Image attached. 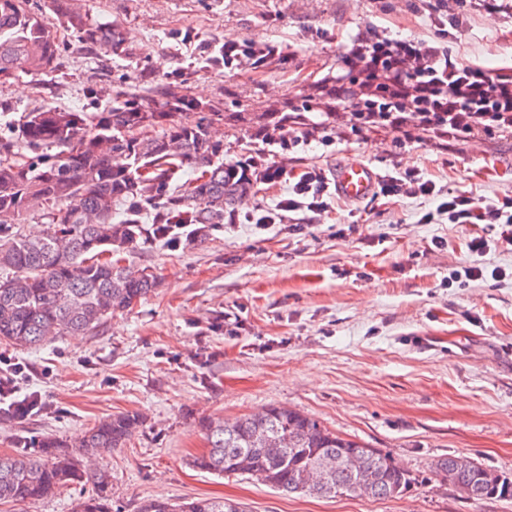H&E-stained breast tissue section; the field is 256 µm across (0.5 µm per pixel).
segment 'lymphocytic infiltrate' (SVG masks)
I'll return each mask as SVG.
<instances>
[{"mask_svg": "<svg viewBox=\"0 0 512 512\" xmlns=\"http://www.w3.org/2000/svg\"><path fill=\"white\" fill-rule=\"evenodd\" d=\"M427 9L438 28L434 38L391 37L374 30L357 34L342 50L343 67L333 77L324 102L304 96L301 111L335 112L349 106L355 127L390 129L402 145L417 142L423 132L440 145L512 133V67L488 70L460 62L446 44V18L439 0H432ZM383 189L390 196H440L435 212L424 214L425 222L441 216L452 224H500L505 241L512 245L511 195L482 207L463 193L438 194L433 180L413 171L387 178ZM328 190L323 172L302 171L278 210L260 222L275 223L283 211L321 213Z\"/></svg>", "mask_w": 512, "mask_h": 512, "instance_id": "f902f5d3", "label": "lymphocytic infiltrate"}]
</instances>
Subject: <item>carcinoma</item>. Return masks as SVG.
I'll return each instance as SVG.
<instances>
[{"mask_svg":"<svg viewBox=\"0 0 512 512\" xmlns=\"http://www.w3.org/2000/svg\"><path fill=\"white\" fill-rule=\"evenodd\" d=\"M29 0H0V73L48 74L60 48L54 22L80 41L115 57L129 55L123 30L99 23L50 0L52 15L35 13ZM264 50L235 62L264 68L283 58ZM204 68L224 67V46L204 48ZM234 129L257 124L265 142L288 129V108L253 117L226 112L221 100L201 101L183 80L152 81L143 94L119 90L112 107L92 118L84 112L42 107L23 115L18 128L0 132V341L32 348L60 336L92 332L115 313L130 311L160 285L157 275L121 264L118 255L151 238L168 248H193L224 229V215L244 204L251 189L276 178L247 179L224 162V143L210 135L214 122ZM189 167L197 176L179 186L174 176ZM46 219L28 234L29 217ZM143 425L136 413L97 421L69 445L36 436L25 450L0 454V504L51 496L62 486L91 492L74 512H112V474L84 459L122 448ZM196 427L209 443L192 466L216 475L241 474L279 491L336 497L347 492L392 498L415 478L376 448L342 438L306 414L272 405L226 421L202 417ZM34 448L36 453L27 452ZM435 475L462 488L474 501L512 496V478L465 456L435 464ZM138 512H248L237 501L194 497L179 502L146 499Z\"/></svg>","mask_w":512,"mask_h":512,"instance_id":"obj_1","label":"carcinoma"}]
</instances>
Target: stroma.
<instances>
[{"label":"stroma","instance_id":"obj_1","mask_svg":"<svg viewBox=\"0 0 512 512\" xmlns=\"http://www.w3.org/2000/svg\"><path fill=\"white\" fill-rule=\"evenodd\" d=\"M89 18L120 26L128 57L84 50L58 28L61 50L48 75L0 79V128L24 112L56 107L87 113L112 103L116 87L140 73L182 75L200 100L223 99L228 112L270 111L299 103L310 85L341 65L344 39L373 29L433 37L418 0H75ZM448 47L466 63L512 66V0H468ZM177 28L196 41L172 38ZM263 40L287 53L261 72H224L196 61L202 41ZM269 159L300 173H333L350 160L379 174L417 170L443 189L480 200L512 195V134L431 151L385 131L361 134L349 113L310 142ZM288 196V181L257 184L239 211L203 245L173 250L142 245L125 265L148 269L161 285L98 332L66 336L37 349L0 342L23 364L24 395L44 412L0 420V453L41 433L74 443L102 417L138 413L142 427L100 458L112 473V503L137 512L147 498L227 497L249 512H512V500L475 501L437 478L433 464L466 456L512 475V250L495 224H423L431 201L374 192L363 202L329 196L310 224L287 214L250 223ZM488 239L477 255L469 242ZM446 238L443 247L436 238ZM481 267L464 284L453 273ZM275 404L318 419L340 436L387 453L415 482L401 496L321 498L284 493L248 476L192 469L209 444L195 426L204 416L232 420Z\"/></svg>","mask_w":512,"mask_h":512}]
</instances>
